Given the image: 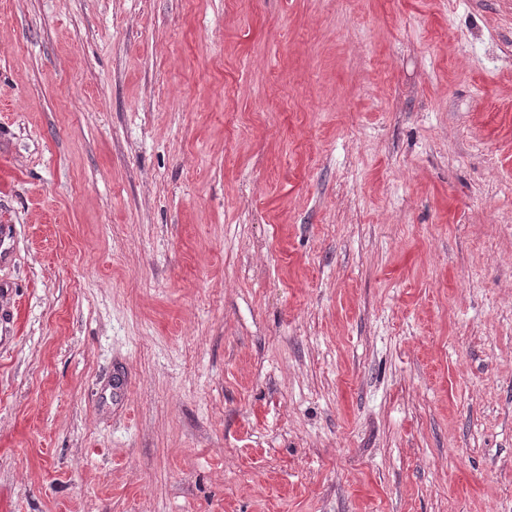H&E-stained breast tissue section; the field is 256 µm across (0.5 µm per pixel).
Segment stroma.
I'll return each mask as SVG.
<instances>
[{
	"mask_svg": "<svg viewBox=\"0 0 512 512\" xmlns=\"http://www.w3.org/2000/svg\"><path fill=\"white\" fill-rule=\"evenodd\" d=\"M0 512H512V0H0Z\"/></svg>",
	"mask_w": 512,
	"mask_h": 512,
	"instance_id": "35a3bbf8",
	"label": "stroma"
}]
</instances>
